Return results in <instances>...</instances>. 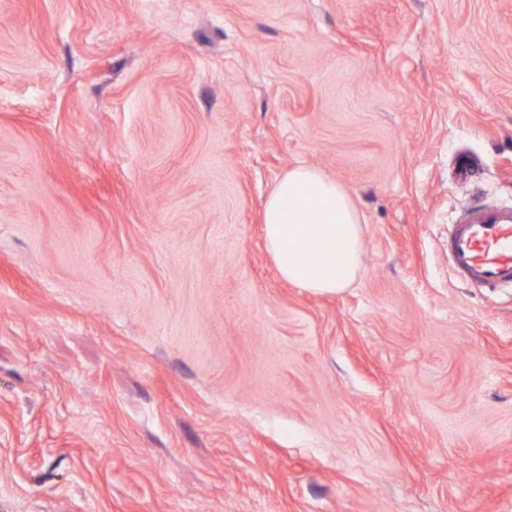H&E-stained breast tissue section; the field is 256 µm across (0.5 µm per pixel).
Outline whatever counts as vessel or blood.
I'll use <instances>...</instances> for the list:
<instances>
[{
  "mask_svg": "<svg viewBox=\"0 0 512 512\" xmlns=\"http://www.w3.org/2000/svg\"><path fill=\"white\" fill-rule=\"evenodd\" d=\"M455 275L478 288H512V208L487 202L448 229Z\"/></svg>",
  "mask_w": 512,
  "mask_h": 512,
  "instance_id": "b4317fda",
  "label": "vessel or blood"
}]
</instances>
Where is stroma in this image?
<instances>
[{"label": "stroma", "instance_id": "obj_1", "mask_svg": "<svg viewBox=\"0 0 512 512\" xmlns=\"http://www.w3.org/2000/svg\"><path fill=\"white\" fill-rule=\"evenodd\" d=\"M301 165L338 293L264 247ZM487 201L512 0H0V512H512V288L448 265ZM264 240L281 277L314 293L350 287L362 268L364 228L346 189L309 165L288 171L263 208Z\"/></svg>", "mask_w": 512, "mask_h": 512}]
</instances>
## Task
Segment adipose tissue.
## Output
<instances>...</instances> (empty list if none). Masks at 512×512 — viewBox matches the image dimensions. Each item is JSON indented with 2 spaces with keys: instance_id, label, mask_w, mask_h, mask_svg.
I'll return each mask as SVG.
<instances>
[{
  "instance_id": "obj_1",
  "label": "adipose tissue",
  "mask_w": 512,
  "mask_h": 512,
  "mask_svg": "<svg viewBox=\"0 0 512 512\" xmlns=\"http://www.w3.org/2000/svg\"><path fill=\"white\" fill-rule=\"evenodd\" d=\"M264 240L281 277L314 293L350 287L362 268L364 228L346 189L309 165L288 171L263 208Z\"/></svg>"
}]
</instances>
